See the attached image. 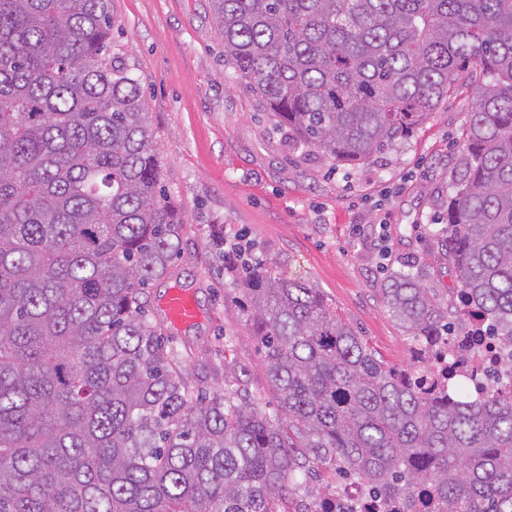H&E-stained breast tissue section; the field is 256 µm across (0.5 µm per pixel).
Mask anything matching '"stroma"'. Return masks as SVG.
Here are the masks:
<instances>
[{
	"label": "stroma",
	"instance_id": "35a3bbf8",
	"mask_svg": "<svg viewBox=\"0 0 512 512\" xmlns=\"http://www.w3.org/2000/svg\"><path fill=\"white\" fill-rule=\"evenodd\" d=\"M116 52L134 65L150 112L164 188L185 224L172 277L145 296L163 317L167 290L196 298L201 319L165 329L171 346L189 350L193 376L224 388V364L245 368L251 400L274 413L277 400L264 351L240 305L224 299V271L211 248L214 230L246 233L258 253L290 276L319 288L326 306L349 323L388 366L412 362L414 341L382 295L388 271L418 273L457 322L456 272L431 224L443 211L453 166L476 92L459 81L433 114L372 164L333 166L319 154H290L254 97L224 64V41L211 0H112ZM302 504L335 493L345 479L335 464L306 458Z\"/></svg>",
	"mask_w": 512,
	"mask_h": 512
}]
</instances>
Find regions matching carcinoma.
Returning <instances> with one entry per match:
<instances>
[{"instance_id": "1", "label": "carcinoma", "mask_w": 512, "mask_h": 512, "mask_svg": "<svg viewBox=\"0 0 512 512\" xmlns=\"http://www.w3.org/2000/svg\"><path fill=\"white\" fill-rule=\"evenodd\" d=\"M224 61L294 151L365 165L477 82L438 229L466 314L512 345V0H211ZM111 0H0V512H290L336 467L384 512H512V390L458 405L385 366L314 285L225 249L278 399L194 380L147 314L185 224L160 193ZM416 342L448 309L404 270ZM305 466V472L299 474V478L306 485V490H302L298 497H295L290 510L305 509L301 508L302 504H310L320 496L326 494H333L336 492V487L352 483L350 479L341 477L336 474V465L330 462H319L314 460L311 456L302 459ZM306 474V476L304 475ZM308 490V493H307ZM304 501L303 503H300ZM308 506V507H309Z\"/></svg>"}]
</instances>
